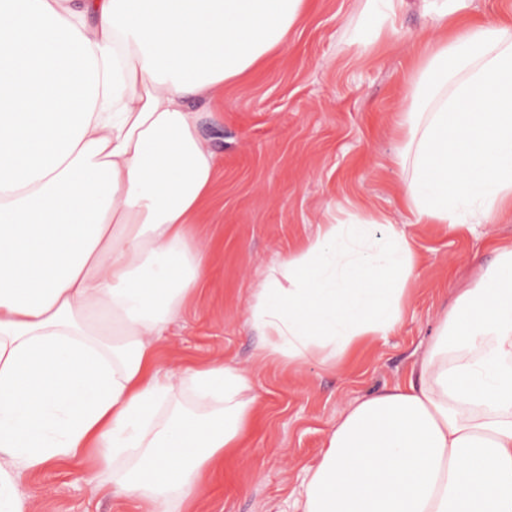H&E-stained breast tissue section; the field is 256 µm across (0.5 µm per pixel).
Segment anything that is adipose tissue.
<instances>
[{
    "instance_id": "obj_1",
    "label": "adipose tissue",
    "mask_w": 512,
    "mask_h": 512,
    "mask_svg": "<svg viewBox=\"0 0 512 512\" xmlns=\"http://www.w3.org/2000/svg\"><path fill=\"white\" fill-rule=\"evenodd\" d=\"M307 0H0V512L21 474L91 458L134 512H185L256 420L249 375L164 370L203 288L190 226L216 157L187 101L284 43ZM426 39L393 164L419 224L512 218V16ZM405 0H365V43ZM461 289L406 379L349 404L301 512H512V239ZM416 254L382 217L322 224L258 281L265 358L336 365L402 323Z\"/></svg>"
}]
</instances>
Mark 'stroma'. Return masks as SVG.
<instances>
[{
    "instance_id": "obj_1",
    "label": "stroma",
    "mask_w": 512,
    "mask_h": 512,
    "mask_svg": "<svg viewBox=\"0 0 512 512\" xmlns=\"http://www.w3.org/2000/svg\"><path fill=\"white\" fill-rule=\"evenodd\" d=\"M361 0H309L286 44L213 98L191 100L218 166L215 194L195 237L209 245L203 291L160 343L164 369L214 359L250 375L258 419L221 475L205 480L191 512H295L306 471L356 399L403 380L443 312L493 255L480 235L414 224L402 208L404 174L391 157L393 116L405 80L432 32L422 0H407L393 34L354 42ZM406 224L417 266L403 322L362 342L334 368H285L261 357L247 323L253 284L321 224L359 213ZM90 461L23 474L28 512H130L129 501L95 488Z\"/></svg>"
}]
</instances>
